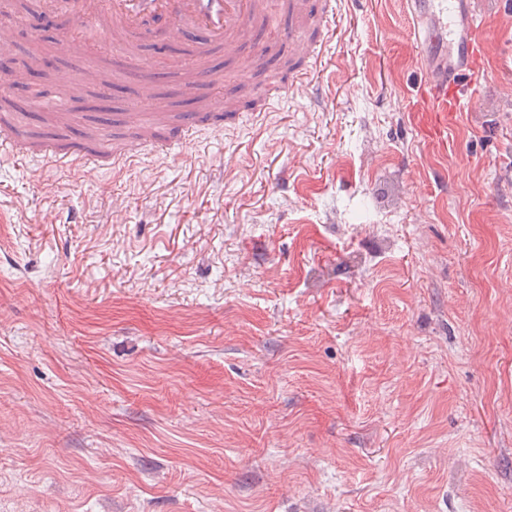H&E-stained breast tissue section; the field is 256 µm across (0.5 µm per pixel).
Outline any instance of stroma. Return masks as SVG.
I'll list each match as a JSON object with an SVG mask.
<instances>
[{
	"label": "stroma",
	"instance_id": "stroma-1",
	"mask_svg": "<svg viewBox=\"0 0 512 512\" xmlns=\"http://www.w3.org/2000/svg\"><path fill=\"white\" fill-rule=\"evenodd\" d=\"M10 51L56 57L41 0ZM446 150L405 0H342L289 89L97 177L0 157V512H512V0ZM186 45L145 39L162 107ZM36 136L83 138L29 96ZM280 35L288 40L291 50L299 57L309 63V70L298 71L293 78L296 79V88L312 87L315 85L312 81L307 80L309 71L321 67L326 58L327 44L324 39L309 40L298 39L292 34V31H280Z\"/></svg>",
	"mask_w": 512,
	"mask_h": 512
}]
</instances>
